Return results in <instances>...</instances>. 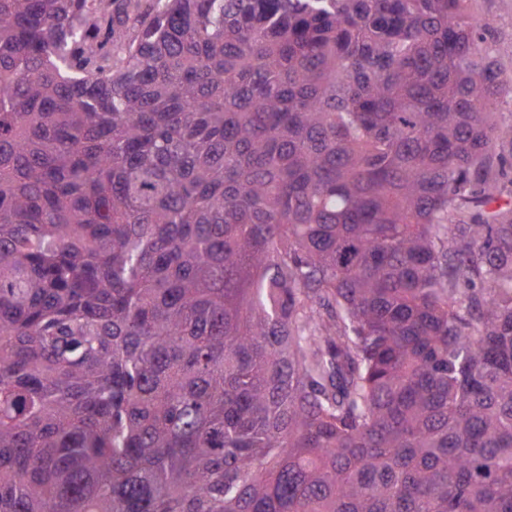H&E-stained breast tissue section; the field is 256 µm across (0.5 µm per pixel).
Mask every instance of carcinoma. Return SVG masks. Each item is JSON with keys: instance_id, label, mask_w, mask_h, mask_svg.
I'll use <instances>...</instances> for the list:
<instances>
[{"instance_id": "carcinoma-1", "label": "carcinoma", "mask_w": 512, "mask_h": 512, "mask_svg": "<svg viewBox=\"0 0 512 512\" xmlns=\"http://www.w3.org/2000/svg\"><path fill=\"white\" fill-rule=\"evenodd\" d=\"M500 53L469 0H0V512H512Z\"/></svg>"}]
</instances>
